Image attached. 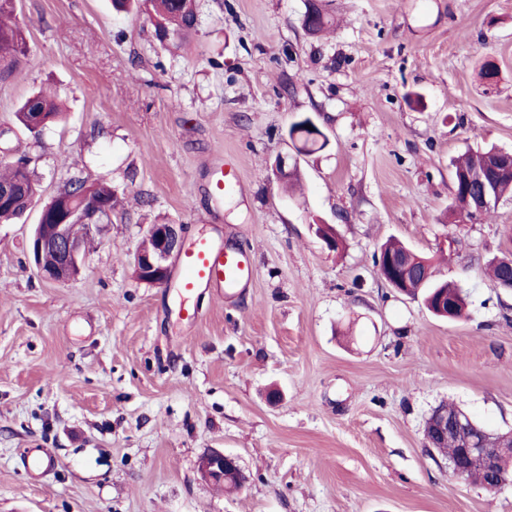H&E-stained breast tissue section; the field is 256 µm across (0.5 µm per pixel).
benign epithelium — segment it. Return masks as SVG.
<instances>
[{
	"label": "benign epithelium",
	"mask_w": 512,
	"mask_h": 512,
	"mask_svg": "<svg viewBox=\"0 0 512 512\" xmlns=\"http://www.w3.org/2000/svg\"><path fill=\"white\" fill-rule=\"evenodd\" d=\"M503 178L512 179V153L498 154L487 168L462 180V191L467 211L472 214L481 212L493 201V189ZM53 223L48 224L46 220ZM84 225L87 230L97 232L101 224L95 220L83 219L76 223L68 217L47 216L46 210L39 213L29 242V251L39 275L52 282L64 283L77 278L84 263V243L75 235L74 228ZM149 247L137 252L135 270L144 283L163 284L170 278L169 260L181 253L184 241V228L181 224H151L146 232ZM379 277L394 290L403 293L409 281L411 263L397 258H387L385 264L377 266ZM432 436L426 437L427 447H434L432 437L446 438L457 435L463 448L457 456L448 459L450 477L464 479L466 470L461 461L471 467H480L491 476L488 491L497 492L512 484L508 477L498 469V459L506 452L497 440V435L478 427L464 412L450 416L439 409L428 418ZM198 473L206 482H224V473L237 475L238 485H243L242 471L235 457L220 451H210L198 460Z\"/></svg>",
	"instance_id": "7a95c632"
}]
</instances>
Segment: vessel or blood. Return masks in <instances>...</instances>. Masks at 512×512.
<instances>
[{"label":"vessel or blood","mask_w":512,"mask_h":512,"mask_svg":"<svg viewBox=\"0 0 512 512\" xmlns=\"http://www.w3.org/2000/svg\"><path fill=\"white\" fill-rule=\"evenodd\" d=\"M209 183L218 195L239 188L233 167L220 162L211 168ZM253 273V261L246 251L228 249L200 238L184 253L174 282L181 294L189 296L201 287L234 290L252 279Z\"/></svg>","instance_id":"1"}]
</instances>
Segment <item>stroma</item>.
<instances>
[{
    "instance_id": "obj_1",
    "label": "stroma",
    "mask_w": 512,
    "mask_h": 512,
    "mask_svg": "<svg viewBox=\"0 0 512 512\" xmlns=\"http://www.w3.org/2000/svg\"><path fill=\"white\" fill-rule=\"evenodd\" d=\"M331 8L313 37L304 0H198L174 47L112 0H19L30 55L0 84V142L35 160L42 200L104 178L119 203L68 283L29 255L38 208L0 224V512H512V486L452 480L424 438L451 403L512 430V293L484 276L512 252V199L480 224L447 217L453 159L512 152V0ZM41 88L66 115L33 134L13 113ZM303 116L328 137L310 155L288 138ZM278 153L302 194L272 172ZM219 160L240 178L220 202ZM151 224L249 251L253 280L190 298L137 281ZM391 237L467 292L468 318L380 279ZM30 448L56 459L48 476L25 470ZM213 449L237 458L240 491L199 478Z\"/></svg>"
}]
</instances>
